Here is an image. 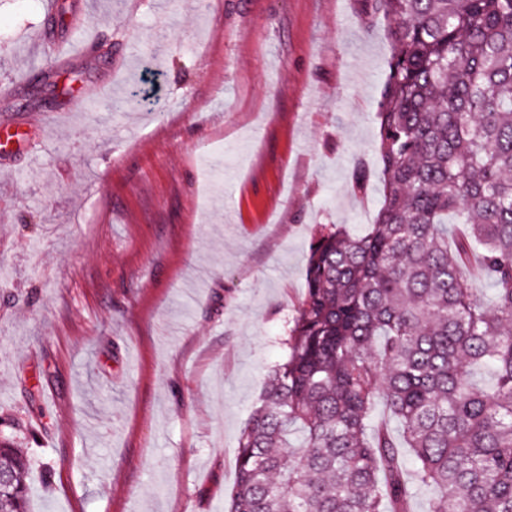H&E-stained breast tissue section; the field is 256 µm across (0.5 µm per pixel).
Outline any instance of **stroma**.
Segmentation results:
<instances>
[{"mask_svg": "<svg viewBox=\"0 0 512 512\" xmlns=\"http://www.w3.org/2000/svg\"><path fill=\"white\" fill-rule=\"evenodd\" d=\"M391 52L374 0H0L27 133L0 155V432L29 512H225L317 225L381 206Z\"/></svg>", "mask_w": 512, "mask_h": 512, "instance_id": "stroma-1", "label": "stroma"}]
</instances>
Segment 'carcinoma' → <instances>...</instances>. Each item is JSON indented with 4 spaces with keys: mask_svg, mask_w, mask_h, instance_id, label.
I'll use <instances>...</instances> for the list:
<instances>
[{
    "mask_svg": "<svg viewBox=\"0 0 512 512\" xmlns=\"http://www.w3.org/2000/svg\"><path fill=\"white\" fill-rule=\"evenodd\" d=\"M375 2L394 48L382 205L362 233L315 231L229 512H412L423 487L427 512H512V0ZM474 254L491 303L459 275ZM0 468V512H28L27 455L5 435Z\"/></svg>",
    "mask_w": 512,
    "mask_h": 512,
    "instance_id": "1",
    "label": "carcinoma"
}]
</instances>
